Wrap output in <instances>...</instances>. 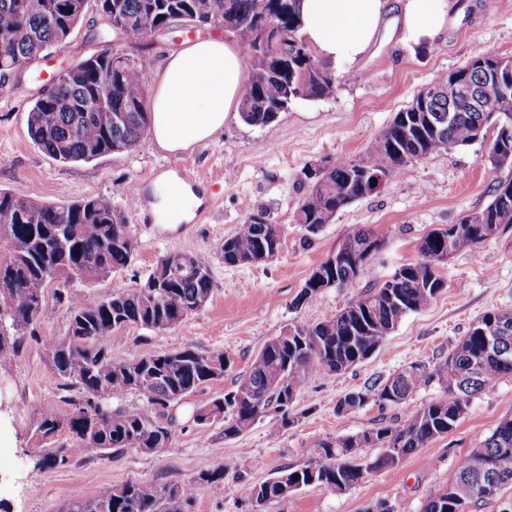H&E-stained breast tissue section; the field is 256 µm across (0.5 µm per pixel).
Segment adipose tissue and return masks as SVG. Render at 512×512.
<instances>
[{
  "label": "adipose tissue",
  "instance_id": "adipose-tissue-1",
  "mask_svg": "<svg viewBox=\"0 0 512 512\" xmlns=\"http://www.w3.org/2000/svg\"><path fill=\"white\" fill-rule=\"evenodd\" d=\"M390 10L388 0H304L302 33L332 64L368 51ZM397 21L404 40L435 39L448 22V0H405ZM246 80L237 43L211 37L171 52L155 75L150 131L178 151L212 138L238 105Z\"/></svg>",
  "mask_w": 512,
  "mask_h": 512
}]
</instances>
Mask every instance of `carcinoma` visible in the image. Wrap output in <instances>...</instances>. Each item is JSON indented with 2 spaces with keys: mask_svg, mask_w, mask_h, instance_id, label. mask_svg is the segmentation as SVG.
<instances>
[{
  "mask_svg": "<svg viewBox=\"0 0 512 512\" xmlns=\"http://www.w3.org/2000/svg\"><path fill=\"white\" fill-rule=\"evenodd\" d=\"M87 0H0V76L24 72L53 46L68 38L83 19ZM107 24L124 41L141 46L156 30L172 23L197 27L219 25L225 37L242 49L249 74L266 73L260 81L249 79L238 106L240 122L262 128L290 110L298 101H321L335 97L338 81L323 76L331 69L301 35V2L288 0V11L276 13L277 30L288 39V57L273 60L261 40L268 26L258 10V0H99ZM493 56L479 57L454 71L474 86L483 84ZM152 68V56L137 57L117 50L93 54L49 90L39 94L28 111V131L34 144L51 158L63 162L92 161L110 153L131 152L150 125L144 86ZM489 107L469 100H431L428 111L406 107L373 141L364 158L327 161L319 174L305 183L306 190L295 212V222L316 235L334 221L344 207L381 192L372 183L375 175L386 180L401 175L409 163L430 155L466 146L475 130L489 122L487 112L502 109L501 91L487 92ZM106 107L116 120L103 127L96 119ZM496 127L489 151L492 196L488 204L463 216L456 224L429 232L419 245L418 260L400 265L383 282H375L352 297L331 318L318 322L288 324L293 334H279L263 346L249 372L234 390L213 402V416L230 414L224 422V438L247 431L258 419L273 412L280 426L290 418L293 395L316 374H339L372 356L402 318L425 309L439 293L443 282L431 258L467 252L491 238L503 224H512V107ZM508 174H503L504 169ZM244 221L224 239L222 254L228 266L251 265L275 257L281 247L279 225L251 203H242ZM127 208L99 196L54 205L0 190V357L18 353L25 335L55 312L46 298L48 287L69 283L75 272L82 280L95 282L131 262L138 242L127 222ZM386 233L357 231L347 236L336 253L320 265L336 285L353 283L369 258L385 244ZM176 272L163 281L151 300L142 288L99 297L73 296L59 290L56 301L67 303L70 320L67 335L46 351V361L60 386L74 389L80 397L65 419L43 418L36 434L44 440L64 431L92 454L112 449L165 448L173 431L163 425L164 412L178 407L185 398L213 380V359L189 348L115 362L105 340L121 327L136 324L156 330L176 326L207 303L212 292L210 257L171 252ZM322 287L307 279L293 302L313 301ZM511 328L499 339L498 348L489 338L500 325ZM512 374V311L491 309L472 324L447 357L430 365L414 364L384 380L377 379L364 391L344 396L339 408L355 410L369 400L405 405L397 422L339 436L320 445L318 459L299 468L285 469L279 477L301 487L331 488L341 481L350 490L364 481L362 460L370 458L375 471L397 473L400 468L380 452L394 446L401 456H411L428 442L448 434L467 413L470 399L497 378ZM288 378V402L281 400L273 382ZM436 380L446 394L415 407L410 400L421 388ZM137 392L144 406L136 411L112 408V399ZM379 452L370 456L367 448ZM478 449L491 461L494 471L512 479V415L503 417ZM49 467L69 465L67 449L45 453ZM471 479L470 456L456 464L441 495L429 497L422 512H473L488 499L486 487L478 484L462 496L457 485ZM215 495L224 492V467L200 476ZM191 487L169 484L148 491L128 482L83 492L63 512H186ZM248 499L279 502L280 481L267 480L247 490Z\"/></svg>",
  "mask_w": 512,
  "mask_h": 512,
  "instance_id": "1",
  "label": "carcinoma"
}]
</instances>
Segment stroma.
Wrapping results in <instances>:
<instances>
[{
  "instance_id": "35a3bbf8",
  "label": "stroma",
  "mask_w": 512,
  "mask_h": 512,
  "mask_svg": "<svg viewBox=\"0 0 512 512\" xmlns=\"http://www.w3.org/2000/svg\"><path fill=\"white\" fill-rule=\"evenodd\" d=\"M112 48L131 56L139 53L138 47L126 46L112 33L96 0H89L65 45L47 51L28 78L0 87V189L57 205L96 196L121 204L132 186H139L143 204L127 212L138 242L131 262L93 283L72 281L69 292L107 297L139 287L168 253L209 254L213 288L201 310L164 331L125 326L106 345L116 362L189 348L205 355L224 354L231 366L223 378L188 396L186 405L176 409L172 442L161 451L123 449L94 455L65 434L37 441L41 419L67 417L78 396L77 391L59 389L46 362L48 346L68 332L69 312L57 307L35 335L25 338L18 355L0 364V512H60L85 489L127 482L192 486L189 512H250L246 487L308 463L323 441L404 416V406L383 408L374 402L337 413L336 403L345 394L410 365L446 357L486 310L512 311V224H504L494 238L448 259L441 267L446 282L442 292L427 308L403 317L371 357L338 374H317L301 388L292 408L294 424L279 429L275 417H264L228 440L223 419L199 425L189 416L191 406L234 390L263 345L285 325L334 316L365 286L415 261L428 232L487 205L492 184L490 142L484 139L410 163L404 175L380 193L340 210L317 235L306 234L294 220L304 192V167L330 158L365 157L395 112L439 76L481 56L512 59V4L449 0L448 26L429 45L404 42L394 19H387L366 55L337 69L340 83L334 98L297 102L267 127L243 126L232 113L221 132L185 151H165L147 133L129 153L88 162L54 160L29 136L30 106L60 71ZM169 180L194 198L188 220L175 226L154 219L160 202L157 187ZM245 200L265 209L279 224L281 250L266 263L228 266L222 247L244 220ZM360 229H384L388 236L354 284L325 289L313 302L294 308L305 280ZM509 415L512 375H504L472 398L451 432L407 457L399 473L376 472L344 493L309 486L287 501L269 504L267 510L365 512L382 502L394 512H420L428 497L447 486L457 461ZM58 446L68 448L70 467L43 466L45 451ZM245 459L253 466L243 471L239 464ZM219 465L224 468V492L217 496L199 476Z\"/></svg>"
}]
</instances>
